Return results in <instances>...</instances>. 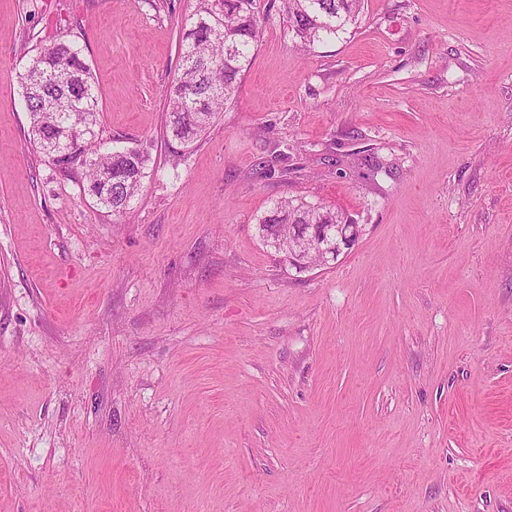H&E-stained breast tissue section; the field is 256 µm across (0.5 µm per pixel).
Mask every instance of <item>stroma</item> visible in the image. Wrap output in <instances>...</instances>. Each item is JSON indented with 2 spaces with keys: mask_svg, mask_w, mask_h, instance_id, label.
<instances>
[{
  "mask_svg": "<svg viewBox=\"0 0 512 512\" xmlns=\"http://www.w3.org/2000/svg\"><path fill=\"white\" fill-rule=\"evenodd\" d=\"M261 6L177 156L193 0H0V512H512V0H365L307 51ZM54 41L147 157L122 216L29 143ZM285 198L356 248L296 273Z\"/></svg>",
  "mask_w": 512,
  "mask_h": 512,
  "instance_id": "35a3bbf8",
  "label": "stroma"
}]
</instances>
